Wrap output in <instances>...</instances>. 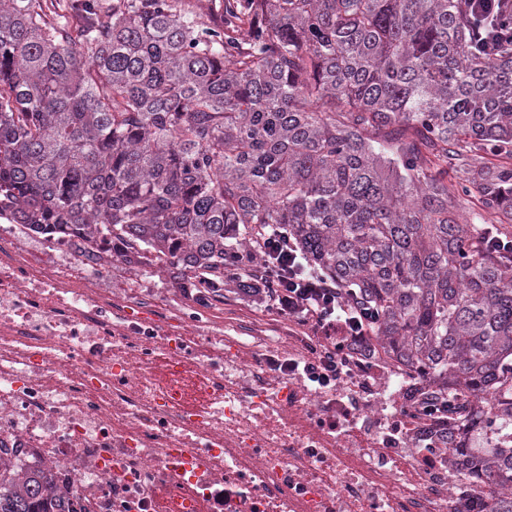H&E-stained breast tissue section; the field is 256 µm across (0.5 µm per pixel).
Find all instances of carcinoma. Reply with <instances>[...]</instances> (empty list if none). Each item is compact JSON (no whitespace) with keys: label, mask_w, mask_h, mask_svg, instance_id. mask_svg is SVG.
<instances>
[{"label":"carcinoma","mask_w":512,"mask_h":512,"mask_svg":"<svg viewBox=\"0 0 512 512\" xmlns=\"http://www.w3.org/2000/svg\"><path fill=\"white\" fill-rule=\"evenodd\" d=\"M0 0V199L173 283L263 268L285 236L370 308L365 341L487 404L456 465L512 512V37L469 0ZM43 472L0 512H62Z\"/></svg>","instance_id":"cac0c4a2"}]
</instances>
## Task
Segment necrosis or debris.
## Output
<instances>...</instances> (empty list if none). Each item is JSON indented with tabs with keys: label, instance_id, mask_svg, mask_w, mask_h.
<instances>
[{
	"label": "necrosis or debris",
	"instance_id": "obj_1",
	"mask_svg": "<svg viewBox=\"0 0 512 512\" xmlns=\"http://www.w3.org/2000/svg\"><path fill=\"white\" fill-rule=\"evenodd\" d=\"M114 260L0 205V477L45 472L71 512H490L463 417L403 365L339 332L224 340L205 288L174 308ZM330 357L325 387L288 369Z\"/></svg>",
	"mask_w": 512,
	"mask_h": 512
}]
</instances>
